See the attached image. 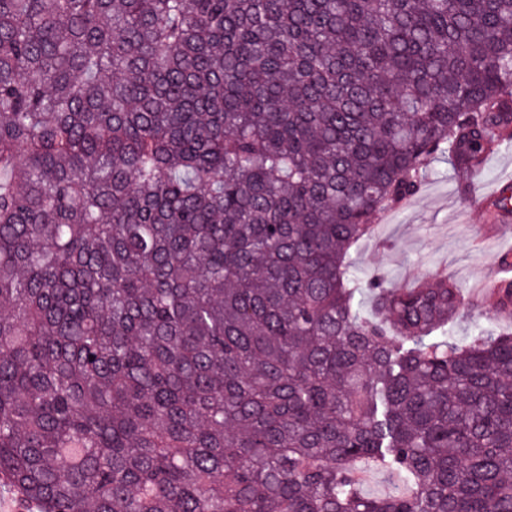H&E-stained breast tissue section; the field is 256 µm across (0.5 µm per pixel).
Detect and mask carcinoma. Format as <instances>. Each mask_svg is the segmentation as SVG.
<instances>
[{
	"mask_svg": "<svg viewBox=\"0 0 512 512\" xmlns=\"http://www.w3.org/2000/svg\"><path fill=\"white\" fill-rule=\"evenodd\" d=\"M511 140L512 0H0V477L39 512H512V331L352 271L434 159ZM494 308L492 300L486 302L471 301L465 309V314L458 320L448 324L446 336L454 340H463L471 336L477 326L482 328H510L512 329V318L503 320H491L489 311ZM362 489L369 496H382L391 491L399 479L385 470L365 465L362 468Z\"/></svg>",
	"mask_w": 512,
	"mask_h": 512,
	"instance_id": "1",
	"label": "carcinoma"
}]
</instances>
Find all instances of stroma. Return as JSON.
<instances>
[{
	"label": "stroma",
	"mask_w": 512,
	"mask_h": 512,
	"mask_svg": "<svg viewBox=\"0 0 512 512\" xmlns=\"http://www.w3.org/2000/svg\"><path fill=\"white\" fill-rule=\"evenodd\" d=\"M512 182V144L487 156L481 170L460 176L438 159L419 193L406 205L379 217L374 235L354 254V272L382 276L404 288L414 280L445 273L462 288L489 276L508 243L512 223L492 225L486 198ZM492 302H470L451 322L447 336L462 340L476 327H512V318L491 320Z\"/></svg>",
	"instance_id": "1"
}]
</instances>
